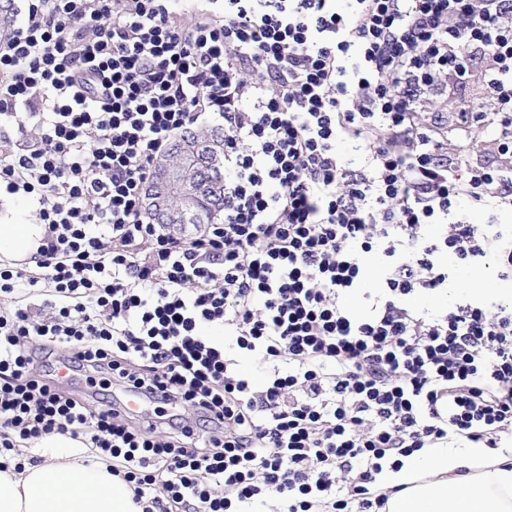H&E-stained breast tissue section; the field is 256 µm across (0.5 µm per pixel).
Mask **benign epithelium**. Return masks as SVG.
Wrapping results in <instances>:
<instances>
[{
  "mask_svg": "<svg viewBox=\"0 0 512 512\" xmlns=\"http://www.w3.org/2000/svg\"><path fill=\"white\" fill-rule=\"evenodd\" d=\"M194 148L183 142L158 157L152 177L145 190L144 206L152 223L168 234L183 237L192 220L197 217L196 204L207 185L200 182L191 167H176L169 160L172 154H188Z\"/></svg>",
  "mask_w": 512,
  "mask_h": 512,
  "instance_id": "1",
  "label": "benign epithelium"
}]
</instances>
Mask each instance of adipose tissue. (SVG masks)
<instances>
[{
    "instance_id": "1",
    "label": "adipose tissue",
    "mask_w": 512,
    "mask_h": 512,
    "mask_svg": "<svg viewBox=\"0 0 512 512\" xmlns=\"http://www.w3.org/2000/svg\"><path fill=\"white\" fill-rule=\"evenodd\" d=\"M45 228L13 211L0 224V262L31 257ZM386 512H512V456L470 443L426 448L386 474ZM126 482L104 461H48L24 471L0 470V512H142Z\"/></svg>"
}]
</instances>
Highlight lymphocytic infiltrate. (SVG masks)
<instances>
[{
	"label": "lymphocytic infiltrate",
	"instance_id": "f902f5d3",
	"mask_svg": "<svg viewBox=\"0 0 512 512\" xmlns=\"http://www.w3.org/2000/svg\"><path fill=\"white\" fill-rule=\"evenodd\" d=\"M174 3L26 0L0 44V187L45 226L0 264V452L77 440L143 512H379L403 458L512 437V303L411 302L443 253L512 277V0ZM209 119L224 216L186 240L142 193Z\"/></svg>",
	"mask_w": 512,
	"mask_h": 512
}]
</instances>
